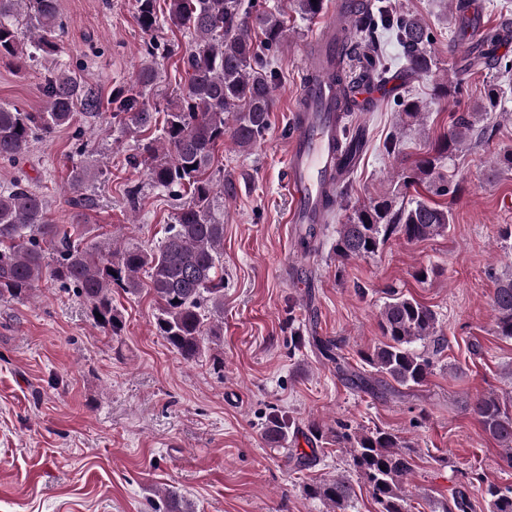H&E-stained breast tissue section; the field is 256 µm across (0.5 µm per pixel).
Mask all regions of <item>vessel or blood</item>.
<instances>
[{
	"instance_id": "b4317fda",
	"label": "vessel or blood",
	"mask_w": 512,
	"mask_h": 512,
	"mask_svg": "<svg viewBox=\"0 0 512 512\" xmlns=\"http://www.w3.org/2000/svg\"><path fill=\"white\" fill-rule=\"evenodd\" d=\"M352 36L346 14L333 7L306 51L301 90L293 105L292 134L285 183L291 198L287 221L321 224L319 199L325 187L340 178L332 143L339 134L335 115L319 113L321 103L335 96L328 62Z\"/></svg>"
}]
</instances>
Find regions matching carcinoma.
Listing matches in <instances>:
<instances>
[{
  "instance_id": "obj_1",
  "label": "carcinoma",
  "mask_w": 512,
  "mask_h": 512,
  "mask_svg": "<svg viewBox=\"0 0 512 512\" xmlns=\"http://www.w3.org/2000/svg\"><path fill=\"white\" fill-rule=\"evenodd\" d=\"M455 20V40L466 38L478 11L476 0H450ZM167 13L159 15L157 0H134L135 17L141 31L153 33L161 22L188 35L185 45L164 49L183 64L186 85L178 102L161 111L145 100L144 90L155 85L159 68L153 57L157 47L146 43L151 60L141 64L135 81L112 92V124L120 132L136 137L134 164L145 168L150 183L161 190L181 194L174 223L168 225L157 247L129 246L116 249L112 239L87 240L81 218L98 205L90 183L97 177L91 168L72 170V208L76 214L67 227L48 219V202L22 181L0 188V300L22 301L43 281H52L73 292L87 305L95 326L113 336L123 328L121 314L112 306V292L127 295L142 292L139 273L148 271L149 292L158 313L154 327L158 335L184 360L201 357L206 339L216 341L224 331V225L215 214L217 194L228 200L236 194V183L225 178L215 190L208 174L216 147L224 136L238 147L253 148L270 129L274 107L275 77L262 50L279 47L287 33L285 13L267 4L246 9L242 0H167ZM350 25L364 39L350 45L346 56L336 59V83L355 80H386L392 63L382 51L381 38L395 39L409 76L429 73L434 59L428 51L431 31L414 14L397 11L385 0L363 3L345 0ZM289 8L311 20L323 9V0H289ZM63 24L58 0H0V59L47 58L58 54ZM509 32L490 27L481 37L486 52L470 60L465 68L482 64L503 77L512 74V61L493 54L494 47ZM261 35L256 44L255 35ZM45 101L30 111L0 104V159L15 162L31 141L49 137L56 129L73 124L76 116L100 114L98 90L68 68L52 71L43 88ZM337 102L340 138L336 140L337 167L352 171L365 145V130L348 121L347 90ZM399 125L411 127L422 120L423 102L401 96ZM160 126L153 138L144 133ZM487 139V129L476 125L471 112L454 113L448 133L437 139L430 152L397 173L391 191L358 206L336 231L334 251L343 261L370 257L393 236L418 242L443 234L452 220L446 206L423 199L404 204L400 197L412 186H424L436 196L455 197L458 184L453 175L440 172L443 160H453L469 144ZM349 182L324 193L323 209L330 215L338 200L347 195ZM322 225H307L297 248L303 255L318 249ZM495 333L512 339V275L498 280L492 298ZM437 315L413 297L390 292L378 315L382 341L362 359L374 372L401 387L426 383L433 361L417 344L442 348L437 335ZM312 344L322 356L346 372L342 357L332 344L316 336ZM466 409L483 432L503 447V459L512 466V397L488 393L466 401ZM293 422L281 412L270 413L265 426L267 442L282 448ZM316 439L332 438L347 446L350 467L368 488L378 512H408L404 482L413 471L408 443L383 429L352 434L325 424L308 426ZM306 496L319 500L326 512H344L355 496L345 475L305 485ZM487 512H512V486L489 484L484 490ZM155 512H194L193 505L175 489L164 491V507Z\"/></svg>"
}]
</instances>
